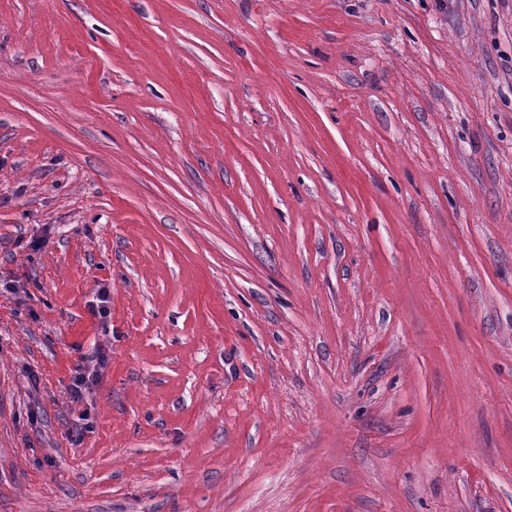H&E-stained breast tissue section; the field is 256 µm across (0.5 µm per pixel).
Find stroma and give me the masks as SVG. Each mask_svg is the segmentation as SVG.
Masks as SVG:
<instances>
[{
	"label": "stroma",
	"instance_id": "1",
	"mask_svg": "<svg viewBox=\"0 0 512 512\" xmlns=\"http://www.w3.org/2000/svg\"><path fill=\"white\" fill-rule=\"evenodd\" d=\"M9 280L0 512H512V0H0ZM107 366V356L102 349L95 350L92 355L84 357V361L77 365L72 373V382L69 394L72 402L80 404L85 393L97 385L102 376L103 369Z\"/></svg>",
	"mask_w": 512,
	"mask_h": 512
}]
</instances>
